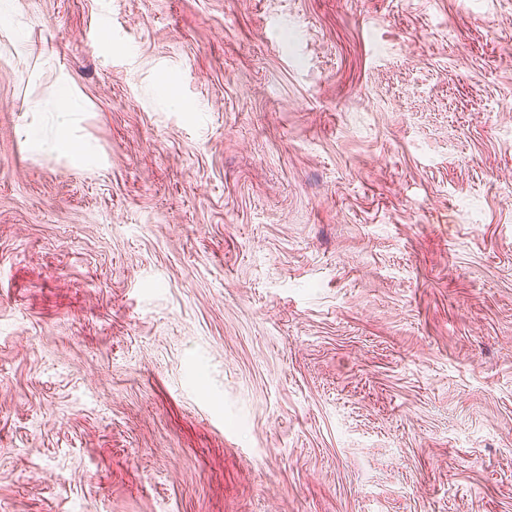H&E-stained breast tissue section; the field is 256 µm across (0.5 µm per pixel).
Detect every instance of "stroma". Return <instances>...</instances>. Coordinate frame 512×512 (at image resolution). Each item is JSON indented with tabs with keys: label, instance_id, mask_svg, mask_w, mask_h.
I'll return each instance as SVG.
<instances>
[{
	"label": "stroma",
	"instance_id": "obj_1",
	"mask_svg": "<svg viewBox=\"0 0 512 512\" xmlns=\"http://www.w3.org/2000/svg\"><path fill=\"white\" fill-rule=\"evenodd\" d=\"M0 512H512V0H0ZM55 98L60 104L58 117L61 119L59 127L62 130V134L57 142V149L60 152L71 154L79 161H85L89 156L79 147L78 144L64 134V128L68 121L67 116L70 112H76L78 107V103L71 88V81L69 79H63L57 84L55 89Z\"/></svg>",
	"mask_w": 512,
	"mask_h": 512
}]
</instances>
